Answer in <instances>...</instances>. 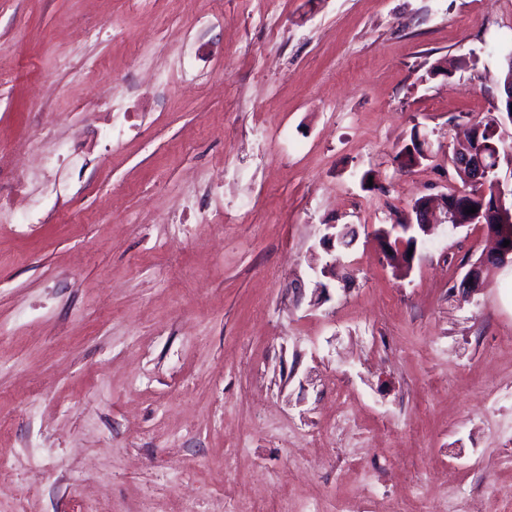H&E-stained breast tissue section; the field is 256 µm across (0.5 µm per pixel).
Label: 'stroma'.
Wrapping results in <instances>:
<instances>
[{
	"label": "stroma",
	"mask_w": 512,
	"mask_h": 512,
	"mask_svg": "<svg viewBox=\"0 0 512 512\" xmlns=\"http://www.w3.org/2000/svg\"><path fill=\"white\" fill-rule=\"evenodd\" d=\"M511 52L512 0H0V512H512V266L374 235ZM324 235L321 238V244L325 248L326 252L330 256V260L326 262L325 266L322 268V275L326 276L329 271L336 267V262H339V257L336 255V243L339 247L348 248L352 245V242L348 241V237L350 233L348 231H336L335 224H327L324 225Z\"/></svg>",
	"instance_id": "35a3bbf8"
}]
</instances>
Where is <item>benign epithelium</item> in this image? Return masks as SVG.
<instances>
[{"instance_id": "1", "label": "benign epithelium", "mask_w": 512, "mask_h": 512, "mask_svg": "<svg viewBox=\"0 0 512 512\" xmlns=\"http://www.w3.org/2000/svg\"><path fill=\"white\" fill-rule=\"evenodd\" d=\"M483 127L479 125L472 126L469 139L471 143L465 144V147L458 148L454 153L455 170L465 174L466 182L487 183L491 175L498 174L499 166L489 167L485 162L486 142L482 141ZM415 220H410L404 224H391L377 229L376 235L381 240L384 251L389 258H396L401 266L403 273H408L415 259V256L409 254L410 247L407 243L408 238L414 241L428 234L433 222V211L428 201L423 200L413 207ZM509 214V205L506 203V193L502 188L499 178L493 179V198L492 200H483L478 215L482 220L500 226V233L494 236V251L484 257L479 258L471 265L462 278L459 288L466 294H473L483 287V269L484 266L491 263L503 266L512 263V226L506 223ZM350 233L344 230H336V225L327 224L324 228V235L321 238V244L330 256L322 268V275H327L329 271L336 267L339 257L336 255V247L348 248L351 242L348 241ZM509 240L511 244L505 247L503 241Z\"/></svg>"}]
</instances>
